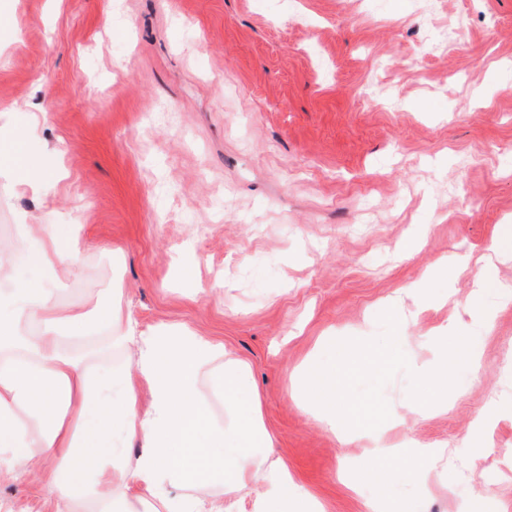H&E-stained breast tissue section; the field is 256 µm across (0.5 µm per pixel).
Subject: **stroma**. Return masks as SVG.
Listing matches in <instances>:
<instances>
[{"label":"stroma","instance_id":"1","mask_svg":"<svg viewBox=\"0 0 512 512\" xmlns=\"http://www.w3.org/2000/svg\"><path fill=\"white\" fill-rule=\"evenodd\" d=\"M0 120L69 172L44 195L0 181V233L82 225L63 306L119 284L139 330L223 343L325 512H366L338 469L367 443L339 442L287 372L380 336L392 301L419 361L438 329L473 336L479 379L437 412L406 373L385 385L404 421L387 439L443 451L397 488L417 512H512V0H0ZM481 257L480 292L461 265ZM78 351L135 360L105 333ZM0 501L56 512L31 471L0 477Z\"/></svg>","mask_w":512,"mask_h":512}]
</instances>
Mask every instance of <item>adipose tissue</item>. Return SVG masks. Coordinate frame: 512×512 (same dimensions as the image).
<instances>
[{
  "label": "adipose tissue",
  "instance_id": "ef3b65f1",
  "mask_svg": "<svg viewBox=\"0 0 512 512\" xmlns=\"http://www.w3.org/2000/svg\"><path fill=\"white\" fill-rule=\"evenodd\" d=\"M81 225L61 239L54 224L20 221L0 256V468L39 469L56 503H84L140 512L146 498L162 512H233L251 499V512H316L294 476L263 453L271 440L252 410L245 365L223 344L168 324L149 332L128 329L136 347L133 364L98 373L67 354L64 341L83 339L95 326H123L121 295L100 316L61 305L59 288L79 267ZM43 278L29 282L23 269ZM220 372L224 390L240 407L228 423L212 421L199 397L204 375ZM139 442L135 457L115 439ZM220 485L218 495L177 494L186 481ZM265 492H256L257 483Z\"/></svg>",
  "mask_w": 512,
  "mask_h": 512
}]
</instances>
